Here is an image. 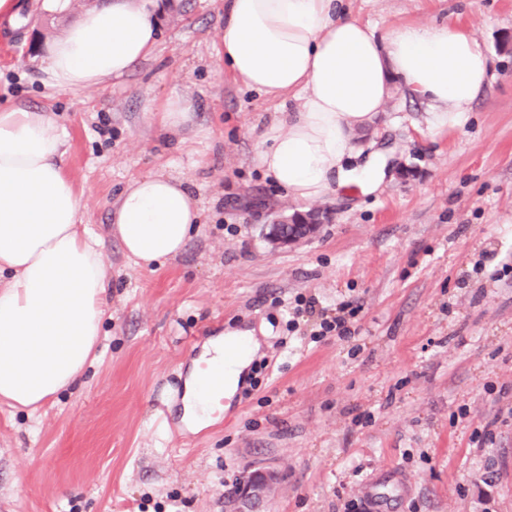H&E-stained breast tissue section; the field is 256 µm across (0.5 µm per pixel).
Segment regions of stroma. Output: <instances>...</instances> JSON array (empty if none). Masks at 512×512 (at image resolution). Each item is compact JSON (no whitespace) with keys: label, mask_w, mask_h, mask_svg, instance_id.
Returning <instances> with one entry per match:
<instances>
[{"label":"stroma","mask_w":512,"mask_h":512,"mask_svg":"<svg viewBox=\"0 0 512 512\" xmlns=\"http://www.w3.org/2000/svg\"><path fill=\"white\" fill-rule=\"evenodd\" d=\"M99 2L53 16L23 0L26 23L0 24V103L50 112L64 130L112 287L81 383L31 416L0 405V512H224L235 475L258 468L279 477L266 512H348L395 472L407 491L394 512H512V0H346L378 28L456 21L494 78L469 121L440 133L394 86L355 135L386 157L384 184L317 201L325 223L281 248L268 226L298 206L257 167L275 106L224 71V0H163L157 49L130 75L46 88L37 58ZM174 92L194 103L176 138L144 110ZM148 173L188 180L201 208L198 233L153 269L110 234L120 191ZM309 297L355 306L350 336L322 334L317 315L287 329ZM242 326L265 331L246 388L191 431V362L205 339ZM481 475L496 481L485 503L471 485Z\"/></svg>","instance_id":"1"}]
</instances>
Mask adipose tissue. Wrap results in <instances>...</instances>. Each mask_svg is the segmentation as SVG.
Here are the masks:
<instances>
[{"label": "adipose tissue", "mask_w": 512, "mask_h": 512, "mask_svg": "<svg viewBox=\"0 0 512 512\" xmlns=\"http://www.w3.org/2000/svg\"><path fill=\"white\" fill-rule=\"evenodd\" d=\"M337 0H224L219 47L231 77L281 105L257 163L291 201L307 205L351 185L376 192L388 171L361 155L355 132L383 110L394 85L427 106L430 130L464 125L493 77L492 61L452 22L378 30L338 11ZM158 0H103L53 40L38 67L46 86L85 91L131 73L158 43ZM296 100L293 111L286 101ZM185 180L131 181L111 232L138 266L179 254L200 224ZM104 242L81 222L66 172V142L49 113L0 107V404L35 413L72 387L97 358L108 313ZM248 366L237 359L210 402L201 372L184 409L206 423Z\"/></svg>", "instance_id": "1"}]
</instances>
